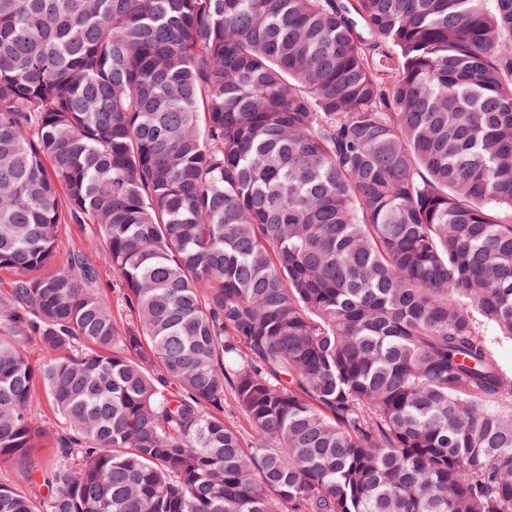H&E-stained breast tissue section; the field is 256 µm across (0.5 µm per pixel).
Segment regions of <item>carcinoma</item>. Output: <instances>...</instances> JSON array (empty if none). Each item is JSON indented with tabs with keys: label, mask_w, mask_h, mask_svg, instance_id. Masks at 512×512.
Returning <instances> with one entry per match:
<instances>
[{
	"label": "carcinoma",
	"mask_w": 512,
	"mask_h": 512,
	"mask_svg": "<svg viewBox=\"0 0 512 512\" xmlns=\"http://www.w3.org/2000/svg\"><path fill=\"white\" fill-rule=\"evenodd\" d=\"M0 271V512H512V0H0ZM85 227L83 226V229H81L77 224L63 226L57 247L60 261H64L69 251L78 247L82 248L93 259L98 260L104 244L92 233L88 225ZM37 411H38V413L41 414V419L44 422V425L49 426L50 430H48L47 434L39 440L37 447L32 448L29 464L31 462L46 463L52 459V457H53V455H52L53 434L52 433L55 432L56 430H59L55 426L56 419H55L54 415L52 414L49 406L46 403L43 402L41 404V407H37Z\"/></svg>",
	"instance_id": "obj_1"
}]
</instances>
